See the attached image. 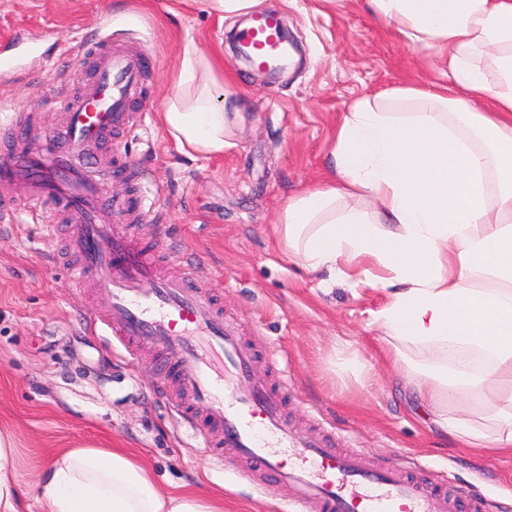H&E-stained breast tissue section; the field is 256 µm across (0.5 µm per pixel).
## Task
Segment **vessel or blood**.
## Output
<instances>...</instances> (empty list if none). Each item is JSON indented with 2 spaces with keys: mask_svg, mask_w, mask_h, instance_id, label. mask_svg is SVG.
<instances>
[{
  "mask_svg": "<svg viewBox=\"0 0 512 512\" xmlns=\"http://www.w3.org/2000/svg\"><path fill=\"white\" fill-rule=\"evenodd\" d=\"M277 27V18L255 15L245 41L256 65L277 57ZM83 53L94 64V80L50 98V105L65 109L64 126L53 143L27 146L0 163V188L23 185L30 212L47 234L57 224L74 225L80 257L74 279L107 293L110 302L99 318L106 335L177 363L179 385L192 402L184 415L205 447L230 451L268 473L306 512H463L462 497L447 486L370 467L363 455L338 451L327 437L291 431L282 389L256 374L252 349L209 289L191 269L167 273L125 225L114 223L88 160L113 132L134 127L130 105L142 91L149 59L139 44H113L108 12ZM213 426L219 438L207 437Z\"/></svg>",
  "mask_w": 512,
  "mask_h": 512,
  "instance_id": "obj_1",
  "label": "vessel or blood"
}]
</instances>
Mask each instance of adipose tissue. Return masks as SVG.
<instances>
[{"mask_svg": "<svg viewBox=\"0 0 512 512\" xmlns=\"http://www.w3.org/2000/svg\"><path fill=\"white\" fill-rule=\"evenodd\" d=\"M364 4L429 50L461 92L408 86L358 102L336 130L326 181L289 201L276 232L308 271L352 277L376 267L370 284L386 298L376 318L392 367L445 433L512 449V0ZM478 50L490 69L473 62ZM161 117L184 154L220 157L233 146L239 103L195 42ZM355 198L371 213L337 216V202ZM462 397L479 399L484 423L453 416L448 404ZM34 487L38 512H224L208 494L159 485L117 448L65 449ZM0 512H19L15 449L3 433Z\"/></svg>", "mask_w": 512, "mask_h": 512, "instance_id": "obj_1", "label": "adipose tissue"}]
</instances>
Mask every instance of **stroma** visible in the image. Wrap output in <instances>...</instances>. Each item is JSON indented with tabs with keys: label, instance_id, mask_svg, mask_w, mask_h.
I'll return each mask as SVG.
<instances>
[{
	"label": "stroma",
	"instance_id": "obj_1",
	"mask_svg": "<svg viewBox=\"0 0 512 512\" xmlns=\"http://www.w3.org/2000/svg\"><path fill=\"white\" fill-rule=\"evenodd\" d=\"M258 10L281 18L300 46L298 62L272 76L235 55L241 18H219L201 0H0V40L28 39L15 50L17 71L0 74V158L15 140L54 134L61 109L36 99L92 78L79 48L111 12L113 43L142 42L153 65L132 106L140 125L100 145L94 174L107 202L137 188L154 199L134 228L142 246L171 253L172 272L193 268L239 322L264 377L277 376L271 356L287 357L293 430L331 432L374 465L480 490L488 512H512V452L445 434L412 383L384 364L387 338L374 319L382 291L308 274L274 231L289 199L327 177L343 116L361 100L437 83V61L361 0H262ZM189 40L245 100L235 146L219 158L183 154L160 122ZM11 205V222H0V431L14 437L21 493L53 453L86 445L130 449L161 485L207 491L224 512H303L286 488L232 455L216 462L187 431L172 363L89 330V312L109 298L74 284L69 226L46 235L22 188Z\"/></svg>",
	"mask_w": 512,
	"mask_h": 512
}]
</instances>
